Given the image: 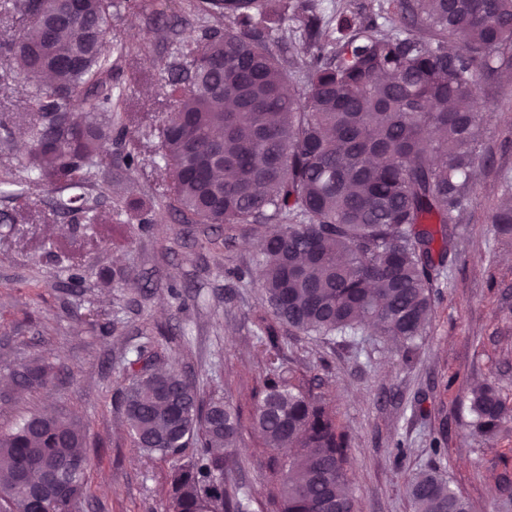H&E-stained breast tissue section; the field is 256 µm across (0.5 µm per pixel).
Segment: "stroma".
I'll use <instances>...</instances> for the list:
<instances>
[{
    "instance_id": "1",
    "label": "stroma",
    "mask_w": 512,
    "mask_h": 512,
    "mask_svg": "<svg viewBox=\"0 0 512 512\" xmlns=\"http://www.w3.org/2000/svg\"><path fill=\"white\" fill-rule=\"evenodd\" d=\"M212 25L189 16L186 0L112 13L107 39L129 48L112 60V83L141 77L121 106L138 131L141 167L133 182L112 177L91 194L101 212L120 211L119 222H77L54 212L38 188L25 205L0 192V432L37 413H65L87 428L89 495L80 512H168L170 466L134 447L116 394L127 358L147 342L203 395L240 406L238 476L261 499L270 451L251 416L275 356L330 400L349 447L357 512H413L406 483L430 467L475 512H502L512 500V422L494 437L477 435L470 396L492 384L512 407V238L492 222L512 178V74L479 85L483 162L436 282L431 324L407 362L376 336L344 343L278 324L257 285L267 225L186 224L168 207L154 154L155 128L171 110L164 69L180 38L202 39ZM32 92L0 53V117L16 131L35 119ZM132 200L147 204L144 216L128 210ZM72 264L85 271L77 287L66 280ZM116 269L124 281L113 282ZM263 326L273 327V344H259ZM33 359L54 365L50 390L12 381L16 366Z\"/></svg>"
}]
</instances>
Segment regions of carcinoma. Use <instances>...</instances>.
Instances as JSON below:
<instances>
[{"instance_id":"obj_1","label":"carcinoma","mask_w":512,"mask_h":512,"mask_svg":"<svg viewBox=\"0 0 512 512\" xmlns=\"http://www.w3.org/2000/svg\"><path fill=\"white\" fill-rule=\"evenodd\" d=\"M60 20L43 0H7L28 18L5 47L35 85L27 175L11 178L25 198L27 177L50 192L91 188L112 168L102 144L127 141L120 168L140 167L129 116L117 111L106 40L114 0H79ZM414 31L386 30L345 9L325 29L317 0H295L306 16L305 66L275 36L288 22L280 0H190L195 17L222 18L204 44L182 41L165 67L171 111L156 128L155 151L171 175L168 207L186 224H277L264 239L260 283L273 316L310 336L353 341L373 323L413 351L432 319L435 281L451 255L480 164L481 79L512 70V0H393ZM85 111H72L74 103ZM60 207L99 221L98 205L73 195ZM494 223L512 234V207ZM134 351L121 400L134 446L172 462L173 512H354L348 451L336 412L310 383L271 365L252 414L270 450L267 498L258 502L225 468L236 457L238 407L204 398L173 367L146 372ZM54 367L31 362L16 382L47 389ZM476 430L494 435L508 410L489 385L474 390ZM87 432L63 414H38L0 434V512H68L87 492ZM194 457L181 462L189 446ZM54 460L65 486L44 498L21 489ZM414 512H471L469 500L437 472L407 485Z\"/></svg>"}]
</instances>
